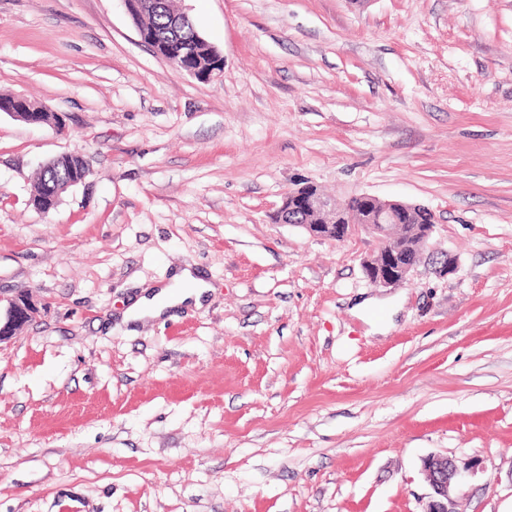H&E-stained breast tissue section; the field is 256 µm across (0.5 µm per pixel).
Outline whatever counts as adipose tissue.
Here are the masks:
<instances>
[{
    "mask_svg": "<svg viewBox=\"0 0 512 512\" xmlns=\"http://www.w3.org/2000/svg\"><path fill=\"white\" fill-rule=\"evenodd\" d=\"M212 290V284L188 264L176 269L168 283L147 290L136 298L125 310L123 319L134 323L169 318L176 310L188 306L202 307Z\"/></svg>",
    "mask_w": 512,
    "mask_h": 512,
    "instance_id": "adipose-tissue-1",
    "label": "adipose tissue"
}]
</instances>
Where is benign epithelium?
Returning a JSON list of instances; mask_svg holds the SVG:
<instances>
[{
  "instance_id": "benign-epithelium-1",
  "label": "benign epithelium",
  "mask_w": 512,
  "mask_h": 512,
  "mask_svg": "<svg viewBox=\"0 0 512 512\" xmlns=\"http://www.w3.org/2000/svg\"><path fill=\"white\" fill-rule=\"evenodd\" d=\"M12 116L28 124H51L57 128L63 125V118L56 112L48 113L44 119H36L29 112H14ZM84 170L66 181V184L50 187V198L45 206H37L42 213L56 207L61 194L85 181L90 173L88 161H83ZM358 203L351 201L338 205L326 197L317 185L304 181L295 184L285 194L275 220L282 224H296L295 213L310 215L314 224H304L311 236L342 241L357 229H362L378 243L376 255L366 257L362 267L369 282L375 287L390 288L409 280L421 263L423 250L436 231L435 213L423 206L399 200H383L371 194L354 196ZM427 214L429 223L410 225L414 211ZM412 226L407 232L405 227ZM3 310L0 311V343L18 335V332L39 313L37 303L28 294L10 298L0 296ZM474 464L460 466L453 458L432 455L423 461L422 471L431 492L420 512H457V504L464 473Z\"/></svg>"
}]
</instances>
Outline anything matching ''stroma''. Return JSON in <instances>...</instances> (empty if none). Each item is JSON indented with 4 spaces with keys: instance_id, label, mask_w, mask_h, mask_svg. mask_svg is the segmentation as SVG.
Returning a JSON list of instances; mask_svg holds the SVG:
<instances>
[{
    "instance_id": "obj_1",
    "label": "stroma",
    "mask_w": 512,
    "mask_h": 512,
    "mask_svg": "<svg viewBox=\"0 0 512 512\" xmlns=\"http://www.w3.org/2000/svg\"><path fill=\"white\" fill-rule=\"evenodd\" d=\"M176 2L219 78L122 0H0V95L65 122L0 112V295L39 307L0 344V512H420L433 454L477 464L459 512H512V0ZM300 179L434 211L411 278L274 223ZM188 263L204 308L122 323ZM21 96H0V112H8L17 120L28 124H51L57 128L63 125V118L56 112H50L41 105H38ZM32 112H46L48 117L45 119H35ZM80 156L82 157V161H83V165H84V170L78 176H74L73 178L67 180L66 184L64 186L56 185V184L51 185V187H50V198L48 200V204L45 205V206L38 205L36 207L37 210H39L42 213H47L52 208H55L57 206V204L60 201L61 194L65 190H68L69 188H71V187H73L75 185H78V184H80V183L85 181V179L87 178V176L90 173V167H89L88 161L83 156V154H81Z\"/></svg>"
}]
</instances>
